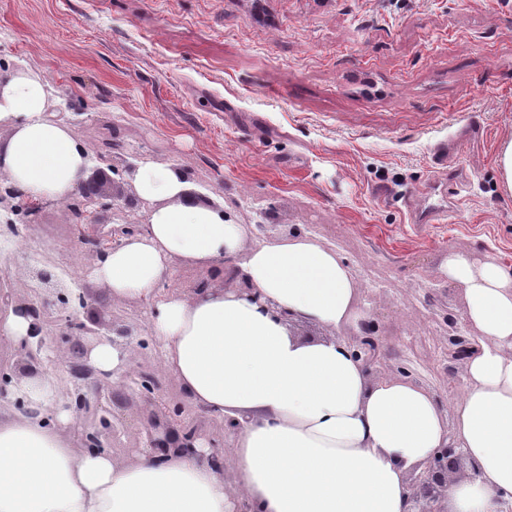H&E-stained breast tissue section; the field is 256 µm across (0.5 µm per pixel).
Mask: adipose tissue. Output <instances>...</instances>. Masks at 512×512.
<instances>
[{
    "instance_id": "ef3b65f1",
    "label": "adipose tissue",
    "mask_w": 512,
    "mask_h": 512,
    "mask_svg": "<svg viewBox=\"0 0 512 512\" xmlns=\"http://www.w3.org/2000/svg\"><path fill=\"white\" fill-rule=\"evenodd\" d=\"M53 90L25 66L0 78V175L31 204L69 201L89 157L52 112ZM144 202L134 228L92 279L112 299H141L184 400L227 425L235 458L173 425L168 445L132 461L76 450L71 412L49 413L40 378L18 389L23 412H0V512H408L407 477L455 444L476 478L448 488V512L512 506V265L449 250L440 268L464 297L467 376L449 409L406 377L372 378L340 332L367 317L354 268L307 232L247 244L248 228L199 200L182 171L136 160ZM234 269L236 288L185 293L174 267ZM324 329L305 339L290 320Z\"/></svg>"
}]
</instances>
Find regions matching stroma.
Masks as SVG:
<instances>
[{"label": "stroma", "mask_w": 512, "mask_h": 512, "mask_svg": "<svg viewBox=\"0 0 512 512\" xmlns=\"http://www.w3.org/2000/svg\"><path fill=\"white\" fill-rule=\"evenodd\" d=\"M22 64L53 86L52 109L104 197L80 219L66 204L35 209L0 249V303H38L46 341L31 364L0 337L1 408L22 410L15 390L35 374L52 407L74 414L77 444L96 431L129 459L178 421L228 446L163 372L145 304L112 300L89 277L103 249L82 227L138 222L130 173L144 154L179 165L203 201L248 225L249 241L311 231L339 247L369 305L343 338L383 348L370 375L453 399L466 372L450 357L464 301L440 263L453 247L512 264V196L494 163L512 136V0H0V74ZM444 140L458 143L450 213L418 224L412 207ZM73 311L83 330H66ZM108 342L128 357L103 400L104 429L79 403L94 378L55 354ZM132 371L158 390L132 384Z\"/></svg>", "instance_id": "35a3bbf8"}]
</instances>
